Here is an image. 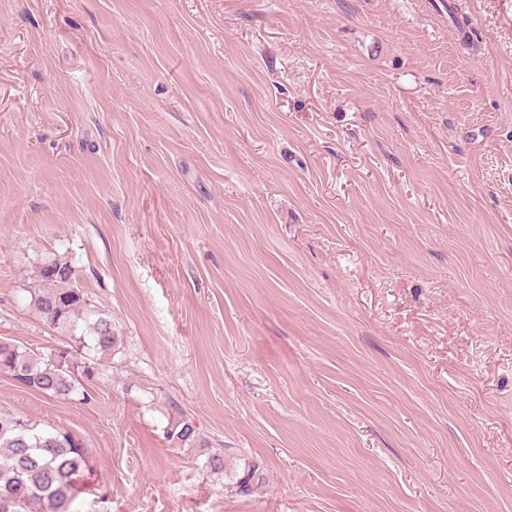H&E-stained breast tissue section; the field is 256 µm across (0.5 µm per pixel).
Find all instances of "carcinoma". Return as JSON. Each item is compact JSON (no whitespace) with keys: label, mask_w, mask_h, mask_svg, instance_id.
I'll use <instances>...</instances> for the list:
<instances>
[{"label":"carcinoma","mask_w":512,"mask_h":512,"mask_svg":"<svg viewBox=\"0 0 512 512\" xmlns=\"http://www.w3.org/2000/svg\"><path fill=\"white\" fill-rule=\"evenodd\" d=\"M448 18L463 42H470L466 16L456 0L448 2ZM76 278L72 263L61 256L45 258L36 266L33 283L25 289L28 307L69 341L47 354L0 341V373L49 397L86 404L98 361L116 351L117 336L111 316L91 303ZM163 435L180 448L207 447L186 417L166 426ZM92 469L88 448L73 435L0 411V512H73L72 503ZM257 472L254 462L243 460L231 481L234 491L250 493Z\"/></svg>","instance_id":"1"}]
</instances>
